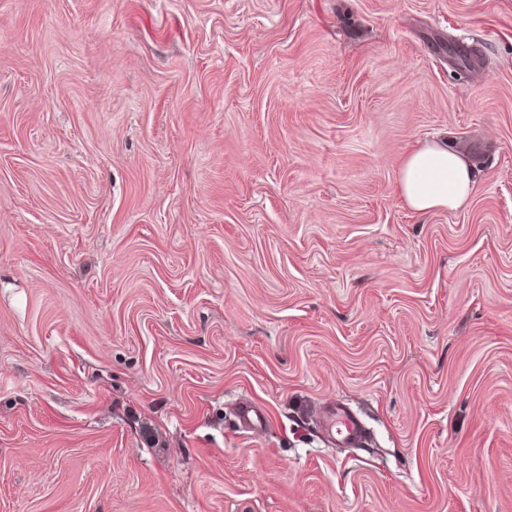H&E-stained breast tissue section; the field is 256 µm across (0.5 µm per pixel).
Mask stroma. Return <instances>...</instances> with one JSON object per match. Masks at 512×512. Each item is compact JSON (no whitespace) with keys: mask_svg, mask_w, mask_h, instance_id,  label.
Wrapping results in <instances>:
<instances>
[{"mask_svg":"<svg viewBox=\"0 0 512 512\" xmlns=\"http://www.w3.org/2000/svg\"><path fill=\"white\" fill-rule=\"evenodd\" d=\"M0 512H512V0H0ZM473 166L450 145L419 142L404 154L398 190L415 213L461 208L475 191ZM237 419L240 427L247 432L265 429L268 423L266 413L248 399L238 403ZM321 423L338 445L354 447L366 439V430L360 418L343 405L333 403L326 406L322 411Z\"/></svg>","mask_w":512,"mask_h":512,"instance_id":"stroma-1","label":"stroma"}]
</instances>
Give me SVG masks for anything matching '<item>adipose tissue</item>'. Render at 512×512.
Wrapping results in <instances>:
<instances>
[{
  "label": "adipose tissue",
  "mask_w": 512,
  "mask_h": 512,
  "mask_svg": "<svg viewBox=\"0 0 512 512\" xmlns=\"http://www.w3.org/2000/svg\"><path fill=\"white\" fill-rule=\"evenodd\" d=\"M398 190L404 205L424 214L461 208L475 191L469 159L449 145L426 141L406 151Z\"/></svg>",
  "instance_id": "adipose-tissue-1"
}]
</instances>
